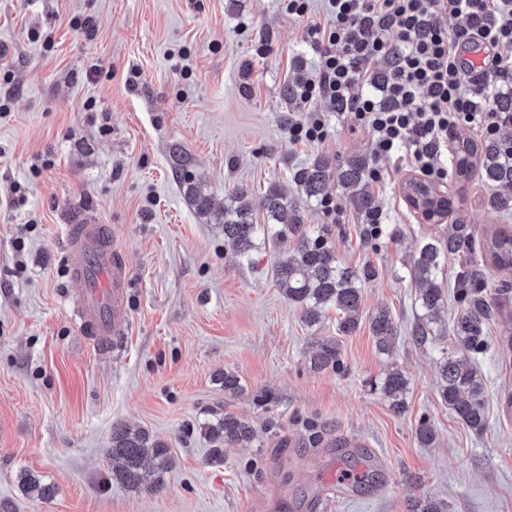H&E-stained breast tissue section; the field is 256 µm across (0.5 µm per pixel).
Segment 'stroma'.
I'll return each instance as SVG.
<instances>
[{"label": "stroma", "instance_id": "obj_1", "mask_svg": "<svg viewBox=\"0 0 512 512\" xmlns=\"http://www.w3.org/2000/svg\"><path fill=\"white\" fill-rule=\"evenodd\" d=\"M93 17L94 36L74 18ZM307 18L279 0H0V512H408L434 494L448 512H512V269H490L502 322L476 366L486 383L487 427L477 435L442 403L438 361L445 334L411 340L417 289L408 265L449 225L512 229V213L488 209L480 175L448 176L446 222L421 220L403 194L411 170L382 160L384 183H366L385 217L382 236L361 240L364 211L329 182L336 216L292 181L325 157H370L373 134L328 113L327 141L288 138L305 112L284 89L316 57ZM210 199L188 200L184 179ZM237 185L259 208L279 188L325 233L347 266L372 265L359 329L338 336L336 311L307 326L279 290L278 253L256 243L240 256L224 244V205ZM111 227L130 271V314L121 351L104 355L73 313L78 287L65 227ZM391 311L400 337L378 352L367 323ZM338 337L345 373L313 370L317 340ZM409 379L394 413L374 384L391 367ZM236 372L242 394L218 375ZM248 420L250 443L209 459L205 424L224 413ZM428 417L434 447H419ZM166 442L173 466L155 489L111 481L115 424ZM31 474L53 489L33 499Z\"/></svg>", "mask_w": 512, "mask_h": 512}]
</instances>
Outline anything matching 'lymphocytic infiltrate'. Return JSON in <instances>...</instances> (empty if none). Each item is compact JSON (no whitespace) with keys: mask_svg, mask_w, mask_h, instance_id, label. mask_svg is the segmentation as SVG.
<instances>
[{"mask_svg":"<svg viewBox=\"0 0 512 512\" xmlns=\"http://www.w3.org/2000/svg\"><path fill=\"white\" fill-rule=\"evenodd\" d=\"M327 19L307 37L318 54L291 92L306 112L292 142L319 145L328 129L320 102L373 132L372 154L442 181L459 126L497 137L512 114L493 103L512 85V0H327ZM459 18L447 29L441 16Z\"/></svg>","mask_w":512,"mask_h":512,"instance_id":"f902f5d3","label":"lymphocytic infiltrate"}]
</instances>
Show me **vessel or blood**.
I'll return each instance as SVG.
<instances>
[{
    "instance_id": "obj_1",
    "label": "vessel or blood",
    "mask_w": 512,
    "mask_h": 512,
    "mask_svg": "<svg viewBox=\"0 0 512 512\" xmlns=\"http://www.w3.org/2000/svg\"><path fill=\"white\" fill-rule=\"evenodd\" d=\"M73 255L71 279L80 280L77 316L86 336L105 354L119 351L129 323V272L112 248L106 225L70 224L66 227Z\"/></svg>"
}]
</instances>
